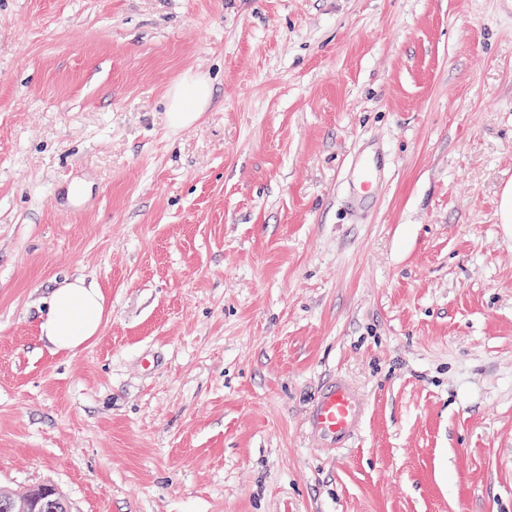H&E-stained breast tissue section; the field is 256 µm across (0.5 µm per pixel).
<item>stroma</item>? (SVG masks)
<instances>
[{
	"label": "stroma",
	"mask_w": 512,
	"mask_h": 512,
	"mask_svg": "<svg viewBox=\"0 0 512 512\" xmlns=\"http://www.w3.org/2000/svg\"><path fill=\"white\" fill-rule=\"evenodd\" d=\"M187 75L213 101L174 130ZM511 183L502 0H0V484L512 512ZM77 278L102 329L57 352L41 318ZM337 375L364 416L326 451L306 413Z\"/></svg>",
	"instance_id": "35a3bbf8"
}]
</instances>
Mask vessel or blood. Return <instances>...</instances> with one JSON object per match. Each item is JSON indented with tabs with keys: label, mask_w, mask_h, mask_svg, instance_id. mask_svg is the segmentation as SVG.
Instances as JSON below:
<instances>
[{
	"label": "vessel or blood",
	"mask_w": 512,
	"mask_h": 512,
	"mask_svg": "<svg viewBox=\"0 0 512 512\" xmlns=\"http://www.w3.org/2000/svg\"><path fill=\"white\" fill-rule=\"evenodd\" d=\"M363 414L358 397L343 379L323 389L306 419L319 447L344 448L359 426Z\"/></svg>",
	"instance_id": "b4317fda"
}]
</instances>
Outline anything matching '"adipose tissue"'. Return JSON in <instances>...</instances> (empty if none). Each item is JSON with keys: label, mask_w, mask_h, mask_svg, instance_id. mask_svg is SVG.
I'll list each match as a JSON object with an SVG mask.
<instances>
[{"label": "adipose tissue", "mask_w": 512, "mask_h": 512, "mask_svg": "<svg viewBox=\"0 0 512 512\" xmlns=\"http://www.w3.org/2000/svg\"><path fill=\"white\" fill-rule=\"evenodd\" d=\"M210 103L207 84L189 77L168 93V121L179 129L193 123ZM104 317L103 295L84 280L68 281L55 288L40 324L42 337L56 351L72 352L95 338Z\"/></svg>", "instance_id": "ef3b65f1"}]
</instances>
